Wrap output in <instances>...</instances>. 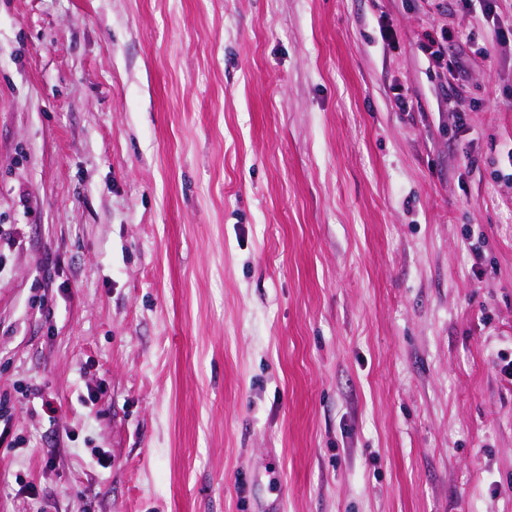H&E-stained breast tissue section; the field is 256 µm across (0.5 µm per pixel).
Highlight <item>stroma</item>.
Masks as SVG:
<instances>
[{"label": "stroma", "instance_id": "35a3bbf8", "mask_svg": "<svg viewBox=\"0 0 512 512\" xmlns=\"http://www.w3.org/2000/svg\"><path fill=\"white\" fill-rule=\"evenodd\" d=\"M511 141L477 9L0 0V512H512ZM448 41V32L440 29V34L434 37L427 35V43L422 45V49L427 53L429 62L438 68L444 75L448 88L451 91V97L461 95L463 89V72L461 62L458 60H448L444 43ZM448 74V77H447Z\"/></svg>", "mask_w": 512, "mask_h": 512}]
</instances>
